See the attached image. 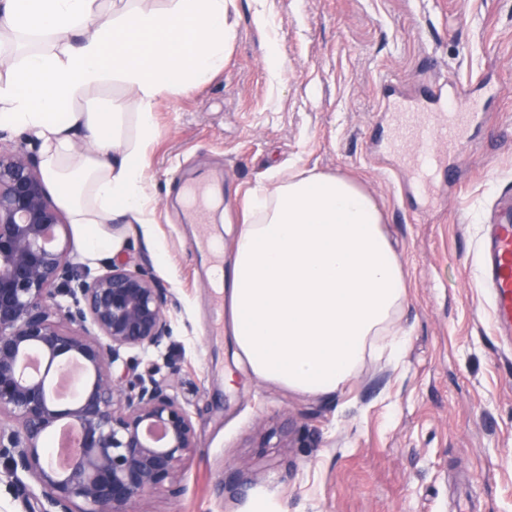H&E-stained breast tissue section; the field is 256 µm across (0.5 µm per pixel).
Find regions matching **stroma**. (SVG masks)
Returning <instances> with one entry per match:
<instances>
[{
	"label": "stroma",
	"instance_id": "35a3bbf8",
	"mask_svg": "<svg viewBox=\"0 0 512 512\" xmlns=\"http://www.w3.org/2000/svg\"><path fill=\"white\" fill-rule=\"evenodd\" d=\"M222 73L164 100L147 150L156 205L121 224L116 257L169 288L176 385L199 447L181 496L151 512H452L467 482L481 512H512V345L497 334L479 280L478 243L498 198L512 195V0H235ZM276 46L281 68L264 58ZM463 85L480 112L433 205L408 170L392 171L383 99L418 95L431 78ZM341 172L384 207L405 267L398 360L365 359L336 394H292L240 373L198 238L239 225L247 196L287 165ZM200 184L215 209L182 194ZM294 422L302 448L264 442Z\"/></svg>",
	"mask_w": 512,
	"mask_h": 512
}]
</instances>
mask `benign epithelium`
<instances>
[{
    "mask_svg": "<svg viewBox=\"0 0 512 512\" xmlns=\"http://www.w3.org/2000/svg\"><path fill=\"white\" fill-rule=\"evenodd\" d=\"M71 253L38 165L0 146V477L31 512H149L152 495L183 494L198 448L180 368L151 359L176 301L126 261L93 273ZM74 365L77 399H52L48 376ZM63 423L77 443L57 468L46 439Z\"/></svg>",
    "mask_w": 512,
    "mask_h": 512,
    "instance_id": "benign-epithelium-1",
    "label": "benign epithelium"
}]
</instances>
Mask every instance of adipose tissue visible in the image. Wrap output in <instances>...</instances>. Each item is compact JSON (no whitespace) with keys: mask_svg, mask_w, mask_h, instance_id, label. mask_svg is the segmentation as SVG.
Masks as SVG:
<instances>
[{"mask_svg":"<svg viewBox=\"0 0 512 512\" xmlns=\"http://www.w3.org/2000/svg\"><path fill=\"white\" fill-rule=\"evenodd\" d=\"M228 4L0 0V34L13 37L0 47V130L38 146L84 259L111 258L113 221L148 223L156 109L223 70ZM107 89L103 108L86 111ZM210 276L235 362L281 389L335 393L366 355L406 342L403 264L378 200L343 174L311 169L254 190L229 264Z\"/></svg>","mask_w":512,"mask_h":512,"instance_id":"1","label":"adipose tissue"}]
</instances>
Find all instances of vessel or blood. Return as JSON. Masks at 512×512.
Wrapping results in <instances>:
<instances>
[{"label": "vessel or blood", "instance_id": "vessel-or-blood-1", "mask_svg": "<svg viewBox=\"0 0 512 512\" xmlns=\"http://www.w3.org/2000/svg\"><path fill=\"white\" fill-rule=\"evenodd\" d=\"M384 112L392 138L407 135L421 142V151L400 156L399 165L416 172L422 196L432 197L437 175L449 172L448 152L461 145L476 113L469 101L453 102L447 84L438 81L420 97L386 100ZM481 276L500 331L512 334V201L499 202L486 226Z\"/></svg>", "mask_w": 512, "mask_h": 512}]
</instances>
